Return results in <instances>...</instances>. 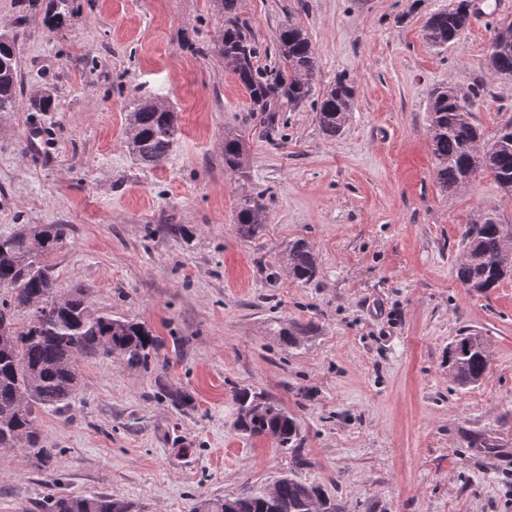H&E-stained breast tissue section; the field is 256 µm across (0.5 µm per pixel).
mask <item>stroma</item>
I'll use <instances>...</instances> for the list:
<instances>
[{
    "label": "stroma",
    "instance_id": "35a3bbf8",
    "mask_svg": "<svg viewBox=\"0 0 512 512\" xmlns=\"http://www.w3.org/2000/svg\"><path fill=\"white\" fill-rule=\"evenodd\" d=\"M448 4L237 0L260 67H273L289 22L318 57L315 95L341 78L354 86L351 117L329 138L315 103L266 118L231 66L202 54L222 24L212 0H75L52 35L47 0H0L22 88L17 111L0 114V234L67 225L49 257L60 291L90 289L93 308L160 341L146 370L80 358L68 406L38 414L52 467L0 448V512H40L56 481L135 512H196L288 473L338 512H512V277L486 294L456 278L465 224L491 211L512 225V199L485 173L447 196L428 138L431 94L450 84L480 87L469 118L485 134L512 120V79L486 64L512 0H484L460 43L439 50L422 29ZM45 91L54 111L33 107ZM140 96L169 99L180 116L171 154L150 169L125 147ZM233 128L249 135L240 174L224 169ZM259 193L268 222L241 237L238 206ZM298 239L316 258L307 283L288 274ZM467 330L490 357L481 383L462 389L446 357ZM167 386L194 409H174ZM239 387L297 416L298 447L235 429Z\"/></svg>",
    "mask_w": 512,
    "mask_h": 512
}]
</instances>
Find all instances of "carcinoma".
Listing matches in <instances>:
<instances>
[{
    "instance_id": "obj_1",
    "label": "carcinoma",
    "mask_w": 512,
    "mask_h": 512,
    "mask_svg": "<svg viewBox=\"0 0 512 512\" xmlns=\"http://www.w3.org/2000/svg\"><path fill=\"white\" fill-rule=\"evenodd\" d=\"M236 0H213L224 23L208 47L219 61L233 66L238 82L248 91L257 112L293 111L313 96L319 61L306 31L290 24L279 30L276 44L277 73L269 82L255 66L260 47L246 21L235 13ZM471 0H458L451 9L436 11L423 26L425 41L446 49L461 41L476 17ZM70 14V0H50L46 28L60 30ZM487 65L512 78V21L495 26L489 41ZM20 74L16 37L0 35V113L17 110ZM354 89L336 82L316 101L319 126L329 137L340 135L353 110ZM465 98L450 85L434 91L430 100L428 129L433 175L441 190L453 196L464 191L479 172L488 173L501 191L512 197V120L493 135L469 121ZM177 108L159 97L136 98L127 113L126 147L135 164L152 168L171 153L180 134ZM248 149L243 131L224 133V170L243 169ZM244 237L259 234L267 224L263 197L243 199L236 214ZM64 224L44 229L24 225L0 235V448H20L47 469L54 449L44 445L37 425L42 406L68 405L78 385V359L117 355L130 368L148 369L160 342L144 326L109 313H100L88 300L90 289L77 288L58 295L57 277L48 256L66 235ZM463 255L456 278L469 291L487 293L512 274V229L487 217L467 224L462 232ZM288 270L302 283L316 275V261L308 244L295 242L288 251ZM27 320L19 323L16 313ZM488 367L487 341L478 332H466L448 345V375L460 388L479 383ZM170 404L185 411L194 399L175 387L164 389ZM237 405L236 429L247 437L271 436L280 447L298 446L300 423L278 402L245 388L233 391ZM232 506H227V503ZM207 500L202 512H336L324 490L294 475H285L268 487L233 498ZM42 512H132L130 503L110 495H69L54 489L45 498Z\"/></svg>"
}]
</instances>
